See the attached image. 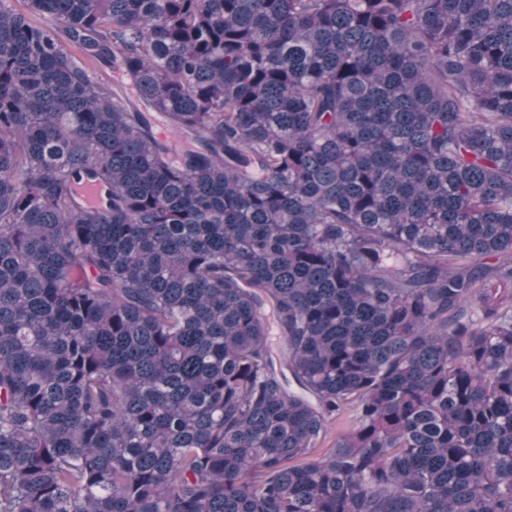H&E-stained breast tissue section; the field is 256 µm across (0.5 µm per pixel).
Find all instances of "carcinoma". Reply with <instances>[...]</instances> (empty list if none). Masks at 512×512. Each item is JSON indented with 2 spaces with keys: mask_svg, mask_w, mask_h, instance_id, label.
<instances>
[{
  "mask_svg": "<svg viewBox=\"0 0 512 512\" xmlns=\"http://www.w3.org/2000/svg\"><path fill=\"white\" fill-rule=\"evenodd\" d=\"M9 2L0 512H512V0ZM349 414L350 412H346L336 419L328 421L325 438L317 444L314 452L315 455L323 453L327 448H333L338 435L344 433L349 427Z\"/></svg>",
  "mask_w": 512,
  "mask_h": 512,
  "instance_id": "cac0c4a2",
  "label": "carcinoma"
}]
</instances>
